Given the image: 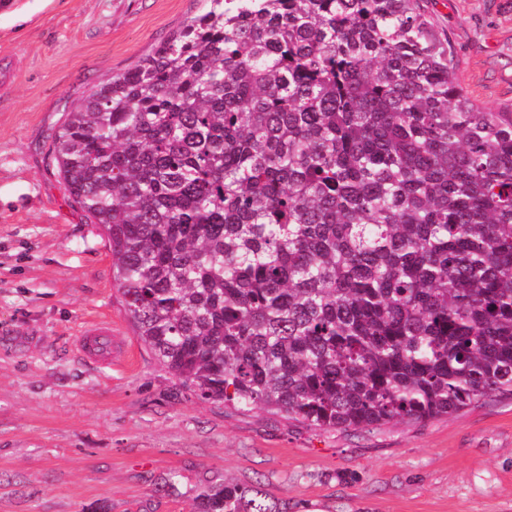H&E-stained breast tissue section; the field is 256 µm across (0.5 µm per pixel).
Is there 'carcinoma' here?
I'll list each match as a JSON object with an SVG mask.
<instances>
[{
	"instance_id": "carcinoma-1",
	"label": "carcinoma",
	"mask_w": 512,
	"mask_h": 512,
	"mask_svg": "<svg viewBox=\"0 0 512 512\" xmlns=\"http://www.w3.org/2000/svg\"><path fill=\"white\" fill-rule=\"evenodd\" d=\"M421 0H207L50 154L133 330L203 401L321 430L512 396V110ZM191 512H288L224 483Z\"/></svg>"
}]
</instances>
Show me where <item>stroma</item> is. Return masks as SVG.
<instances>
[{"mask_svg": "<svg viewBox=\"0 0 512 512\" xmlns=\"http://www.w3.org/2000/svg\"><path fill=\"white\" fill-rule=\"evenodd\" d=\"M0 22V512H189L202 490L261 483L288 512H512V399L375 430L320 431L175 386L135 336L98 225L49 160L85 92L200 14L205 0H17ZM484 107L512 108V0H423ZM112 322L111 365L77 338ZM179 492H163L168 477Z\"/></svg>", "mask_w": 512, "mask_h": 512, "instance_id": "obj_1", "label": "stroma"}]
</instances>
